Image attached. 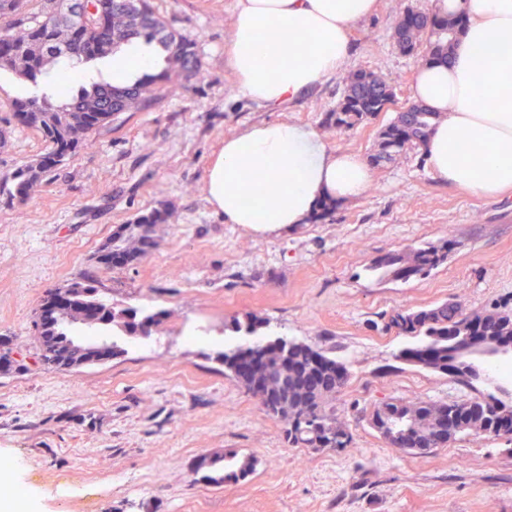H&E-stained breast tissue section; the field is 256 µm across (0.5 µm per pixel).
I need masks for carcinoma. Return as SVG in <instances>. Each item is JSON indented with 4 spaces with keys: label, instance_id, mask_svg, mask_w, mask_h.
<instances>
[{
    "label": "carcinoma",
    "instance_id": "obj_1",
    "mask_svg": "<svg viewBox=\"0 0 512 512\" xmlns=\"http://www.w3.org/2000/svg\"><path fill=\"white\" fill-rule=\"evenodd\" d=\"M29 0H0V20L14 34L0 36V70H8L33 83L46 74V67L59 58L72 62L105 59L124 45L137 40L155 45L164 54L165 66L156 73L145 72L125 81H93L81 88L72 102L59 105L54 94L17 99L13 111L22 124L39 131L46 151L37 159L16 169L12 176L15 196L23 199L41 182L51 167L89 144L90 134L112 124L120 112H144L159 99L163 86L189 81L199 59L192 40L168 29L150 0H42L38 15L27 12ZM465 28V17L430 15L407 11L391 28V37L403 53L419 57L426 64L444 63L453 53ZM392 87L373 71L358 68L344 77V88L336 108L325 113L322 127L345 133L368 122L392 101ZM439 120V114L415 103L396 113L378 132L370 163H391L407 149L425 146ZM165 221L163 214H142L130 225L129 235H121L125 255L137 259L158 246L153 226ZM448 256L446 247L426 244L408 253H387L370 269L380 279H408L426 276ZM62 292L70 294L71 306L56 325H46L38 334L39 362L58 369L72 353L61 343L65 325L84 321L86 310L94 311L98 329L118 328L127 336L151 337L164 312L115 308L99 296L97 281L77 278ZM265 322L254 315L241 320L232 316L224 330L258 335ZM384 328L416 339L399 354V359L433 372L448 373L449 352L461 336H511L512 308L497 306L482 312L466 313L458 302H443L428 309L398 310L389 315ZM265 362L247 376L240 373L249 351L238 346L219 353L217 361L224 374L238 380L255 397L267 415L286 425V438L292 448H327L341 451L353 442L352 434L327 410L329 400L348 381L346 366L312 346L281 337L268 340L263 350ZM480 409L476 420L461 419L457 402L437 403L389 401L374 410L411 425V434L397 444L389 429L378 433L392 447L405 452L424 453L438 447L433 440L442 418L458 419L459 432L474 436L501 437L512 434V419L503 420L497 405L503 400L489 393L470 400ZM251 457L238 458L235 451L206 454L199 458L193 473L213 484L245 478L252 472Z\"/></svg>",
    "mask_w": 512,
    "mask_h": 512
}]
</instances>
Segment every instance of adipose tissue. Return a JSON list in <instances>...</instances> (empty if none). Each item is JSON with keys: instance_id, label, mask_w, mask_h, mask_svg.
Masks as SVG:
<instances>
[{"instance_id": "adipose-tissue-1", "label": "adipose tissue", "mask_w": 512, "mask_h": 512, "mask_svg": "<svg viewBox=\"0 0 512 512\" xmlns=\"http://www.w3.org/2000/svg\"><path fill=\"white\" fill-rule=\"evenodd\" d=\"M440 14L466 13L448 63L419 68L415 98L441 119L427 142L432 173L478 195L512 188V0H432ZM375 0H235L229 63L246 97L278 104L335 73L348 32ZM263 180L259 195L245 192ZM372 171L358 155L328 148L303 126L276 121L225 139L211 165L209 199L230 224L275 231L305 223L321 201L363 195Z\"/></svg>"}]
</instances>
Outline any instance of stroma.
<instances>
[{"label":"stroma","mask_w":512,"mask_h":512,"mask_svg":"<svg viewBox=\"0 0 512 512\" xmlns=\"http://www.w3.org/2000/svg\"><path fill=\"white\" fill-rule=\"evenodd\" d=\"M170 29L194 39L189 87L170 84L146 112H124L91 135L26 199L12 173L45 150L19 125L14 100L35 87L0 71V464L36 493L34 512H512V442L462 435L434 452L389 446L370 427L378 404L438 403L475 391L512 392V362L481 359L475 390L446 375L396 365L409 337L383 324L397 310L461 300L467 311L512 305V190L480 197L436 179L424 149L374 168L364 196L321 221L274 233L225 222L208 201L209 165L224 140L266 122L320 133L328 147L369 157L393 112L344 133L325 131L343 78L383 76L398 106L413 99L419 58L401 54L390 29L429 0H377L355 23L336 73L277 106L248 99L224 57L234 0H152ZM165 211L157 249L129 264H97L102 245L139 215ZM451 243L423 278L377 280L385 253ZM83 275L119 308L165 311L149 339L118 337L122 355L75 370L38 361L34 320L46 295ZM257 315L263 337L325 351L349 371L331 406L353 434L341 451L292 448L283 425L216 361L248 344L228 335L231 316ZM253 457L245 479L195 478L202 455Z\"/></svg>","instance_id":"35a3bbf8"}]
</instances>
